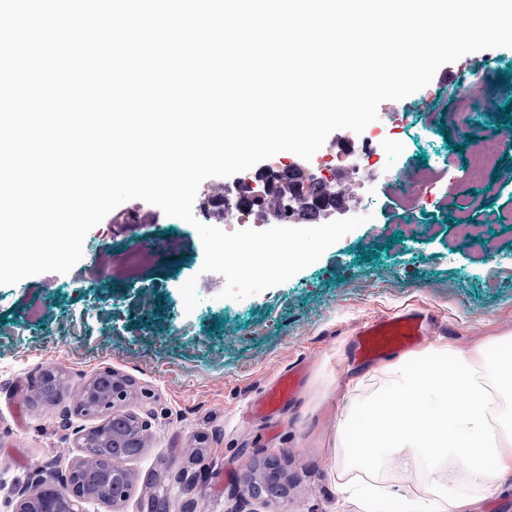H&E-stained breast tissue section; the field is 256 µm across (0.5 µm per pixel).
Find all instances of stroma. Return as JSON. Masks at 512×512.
I'll return each instance as SVG.
<instances>
[{
  "label": "stroma",
  "mask_w": 512,
  "mask_h": 512,
  "mask_svg": "<svg viewBox=\"0 0 512 512\" xmlns=\"http://www.w3.org/2000/svg\"><path fill=\"white\" fill-rule=\"evenodd\" d=\"M504 74L512 76V48L464 55L419 91L382 102L362 133L334 131L308 160L282 152L299 183L317 180L332 192L313 215L293 200L289 226L365 221L262 292L222 297L223 277L202 270L194 226L139 199L88 232L69 273L0 285V512H14L36 485L58 483L79 460V436L101 421L76 411L79 392L106 370L130 382L114 412L135 415L145 429L140 453L124 461L133 475L127 501L92 502L89 512H146L157 491L186 512H272L253 492L271 456L287 490L285 512H361L336 476L347 466L336 446L339 413L349 406L357 419L367 415L369 394L350 381L373 365L354 355L355 329L414 308L434 314L435 344L461 353L512 337V229L503 223L512 214V153L479 189L457 151L468 136L501 127V107L512 100ZM477 81L489 102L456 123V96ZM343 152L352 165L328 168ZM268 166L204 180L198 198L220 185L225 205L200 213V223L227 232L278 226L272 206L246 217L236 209L243 177L258 178ZM423 167L435 178L420 188L419 206L406 208L392 178ZM471 193L481 205L469 220L487 227L492 250L474 249L458 233L455 200ZM154 240L177 248L157 258L148 247ZM300 362L306 380L297 398L274 418L248 417V403ZM49 370L60 378L53 402L39 386Z\"/></svg>",
  "instance_id": "1"
}]
</instances>
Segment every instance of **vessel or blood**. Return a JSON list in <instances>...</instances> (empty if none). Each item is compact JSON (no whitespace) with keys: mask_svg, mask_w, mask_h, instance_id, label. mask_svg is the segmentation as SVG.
<instances>
[{"mask_svg":"<svg viewBox=\"0 0 512 512\" xmlns=\"http://www.w3.org/2000/svg\"><path fill=\"white\" fill-rule=\"evenodd\" d=\"M430 314L405 310L386 318L365 322L354 338L356 354L370 362H380L404 355L415 345L429 342ZM302 384L300 366H292L278 375L263 396L252 403L253 413L273 416L295 399Z\"/></svg>","mask_w":512,"mask_h":512,"instance_id":"vessel-or-blood-1","label":"vessel or blood"}]
</instances>
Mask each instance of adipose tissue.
I'll return each instance as SVG.
<instances>
[{"label": "adipose tissue", "mask_w": 512, "mask_h": 512, "mask_svg": "<svg viewBox=\"0 0 512 512\" xmlns=\"http://www.w3.org/2000/svg\"><path fill=\"white\" fill-rule=\"evenodd\" d=\"M419 369L402 362L354 377V389L375 382L384 394L368 421L354 427L351 411L338 418L337 440L350 454L369 449L367 477L346 481L343 490L363 512L385 501L394 512H412L415 502L399 487L375 486L386 466L418 473L427 481L429 512H459L471 500L463 481L491 490L512 476V349L489 354L480 345L430 362L427 350L413 352Z\"/></svg>", "instance_id": "adipose-tissue-1"}]
</instances>
